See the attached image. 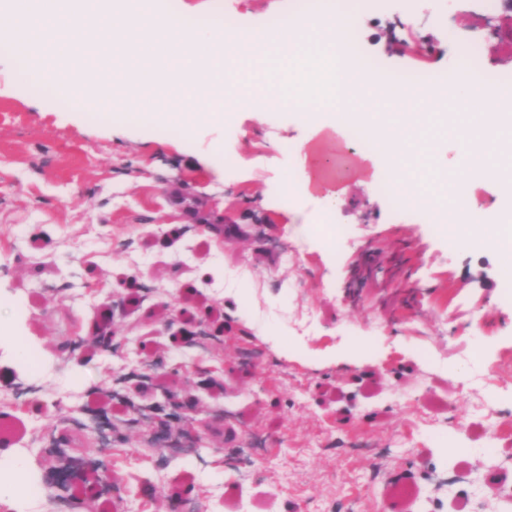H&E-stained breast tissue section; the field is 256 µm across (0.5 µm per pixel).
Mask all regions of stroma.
Returning <instances> with one entry per match:
<instances>
[{"instance_id": "obj_1", "label": "stroma", "mask_w": 512, "mask_h": 512, "mask_svg": "<svg viewBox=\"0 0 512 512\" xmlns=\"http://www.w3.org/2000/svg\"><path fill=\"white\" fill-rule=\"evenodd\" d=\"M198 31L230 18L269 24L297 15V0H166ZM358 14L363 52L386 71L453 67L473 37L485 69L512 74V9L485 14L473 0L406 17L402 0H342ZM281 79L242 88L224 126L192 139L129 119L95 118L55 102L31 68L0 48V362L27 344L16 376L34 393L0 388V419L25 434L0 454L24 459L36 496L0 485V512H52L75 488L110 479L120 512H169L185 484L196 512H390L398 480L418 492L403 512H512V288L503 255L453 248L425 216L379 191L378 160L323 206L278 193L296 174L295 148L311 129L285 105ZM427 164L461 176L453 131ZM223 144L233 166L218 168ZM234 218L212 242L185 215ZM113 348L59 353L114 297ZM230 318L212 344L180 340L182 309ZM156 407L167 426L119 423L101 443L94 420L112 399ZM206 430L194 452L170 448L185 404ZM79 416L84 454L100 474L59 485L64 463L49 436ZM157 496H141L143 483Z\"/></svg>"}]
</instances>
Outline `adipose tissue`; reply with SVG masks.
Listing matches in <instances>:
<instances>
[{"label":"adipose tissue","mask_w":512,"mask_h":512,"mask_svg":"<svg viewBox=\"0 0 512 512\" xmlns=\"http://www.w3.org/2000/svg\"><path fill=\"white\" fill-rule=\"evenodd\" d=\"M51 14L57 15L60 28L78 27L86 21L83 0H18L11 21L23 29L22 55L39 80L57 86L70 97L82 98L93 77L84 69L69 67L73 54L70 42L61 39L57 31L39 25V18ZM356 20L355 14L336 9L320 21L300 17L290 32L278 35L261 26L241 24L200 33L187 25L182 14L174 11L144 13L135 9L130 0H99L93 23L107 33L117 52H127L135 42L160 47L154 67L131 70L113 65L112 83L135 86L155 99L171 96L185 102L186 110L162 115L163 120L180 128L184 138H192L200 125L223 124L225 81L251 85L261 83L272 73L283 74L289 89L304 92L308 107L316 112L311 121V139L297 149L303 173L284 185V195L315 194L320 196L326 210L335 209L337 180L321 163L325 146L332 142L336 130L335 122L322 113L323 108L331 106L342 111L350 125L363 128L371 138L381 141L387 163H395L401 153H408L409 174L402 182L406 204L420 209L437 194L448 195L456 217L455 223L449 226L450 234L456 241H470L471 226L478 211L467 180L446 183L436 173L426 170L424 159L435 150V143L426 141L413 148L408 145L403 127L420 120L418 99L401 89L393 92V99L403 111L398 115L399 127L389 130L385 127L384 113L369 111L365 102L351 99L348 94L351 83H359L369 91L376 83L369 71L353 68L347 59L344 33ZM319 30L323 31L328 47L319 55L318 90L308 94L303 84L308 57L293 51L289 43L296 39L309 40ZM475 91L488 101L498 97L496 91L482 87L477 77L466 75L453 84L447 110L440 113L439 120L456 131L469 178L508 183L512 172L497 156V141L474 137L463 119L462 104Z\"/></svg>","instance_id":"adipose-tissue-1"}]
</instances>
